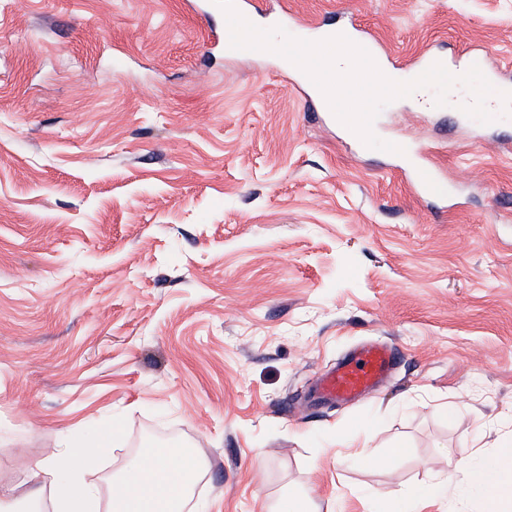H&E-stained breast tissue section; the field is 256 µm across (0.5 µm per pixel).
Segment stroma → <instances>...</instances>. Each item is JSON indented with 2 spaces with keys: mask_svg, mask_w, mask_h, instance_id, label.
<instances>
[{
  "mask_svg": "<svg viewBox=\"0 0 512 512\" xmlns=\"http://www.w3.org/2000/svg\"><path fill=\"white\" fill-rule=\"evenodd\" d=\"M292 2L410 58L512 62V0ZM221 22L181 0H0V483L117 421L90 479L187 447L201 512L291 489L370 512L453 477L463 441L512 440V122L384 107L379 138L431 149L453 189L418 197L277 55L207 43ZM365 340L395 347L389 379L314 402ZM351 433L375 466L336 456Z\"/></svg>",
  "mask_w": 512,
  "mask_h": 512,
  "instance_id": "1",
  "label": "stroma"
}]
</instances>
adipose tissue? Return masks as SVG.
I'll list each match as a JSON object with an SVG mask.
<instances>
[{
	"label": "adipose tissue",
	"mask_w": 512,
	"mask_h": 512,
	"mask_svg": "<svg viewBox=\"0 0 512 512\" xmlns=\"http://www.w3.org/2000/svg\"><path fill=\"white\" fill-rule=\"evenodd\" d=\"M94 446H69L29 466L26 492L0 485V512H33L46 492L54 512H184L189 484L205 469L196 456L148 447L119 476L118 491L107 496L100 484L86 478ZM458 474L460 496L480 497L485 512H504L500 488L512 485V443L492 452L465 447ZM447 497V482L431 476L403 493L394 507L383 504L377 512H421L426 504L443 503Z\"/></svg>",
	"instance_id": "ef3b65f1"
}]
</instances>
